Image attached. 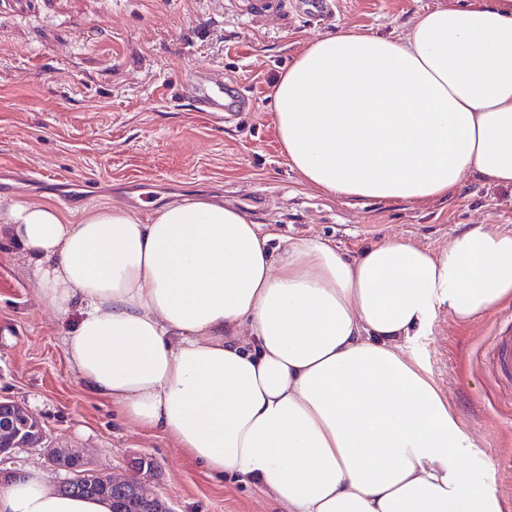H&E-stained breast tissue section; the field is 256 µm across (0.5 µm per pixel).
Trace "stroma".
<instances>
[{
    "label": "stroma",
    "instance_id": "obj_1",
    "mask_svg": "<svg viewBox=\"0 0 512 512\" xmlns=\"http://www.w3.org/2000/svg\"><path fill=\"white\" fill-rule=\"evenodd\" d=\"M458 0H337L316 23L290 0L261 11L246 0H0V183L12 196L56 203L29 170L89 186L85 205L118 204L145 218L172 196L215 198L346 254L387 238L433 250L461 227L512 228V190L469 180L448 199L378 203L332 198L292 169L273 122V86L300 48L356 30L395 35L425 7ZM242 83L253 109L219 123L177 89L206 71ZM262 204L251 202L252 195ZM32 265L0 235V396L37 415L46 445L82 451L93 471L120 477L136 457L173 512H279L258 489L221 479L166 437L125 422L70 370L63 338L75 321L46 309ZM512 321V302L461 323L439 312L415 349L477 446L469 459L512 512V384L484 354Z\"/></svg>",
    "mask_w": 512,
    "mask_h": 512
}]
</instances>
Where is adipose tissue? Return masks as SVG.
Returning <instances> with one entry per match:
<instances>
[{"instance_id":"obj_1","label":"adipose tissue","mask_w":512,"mask_h":512,"mask_svg":"<svg viewBox=\"0 0 512 512\" xmlns=\"http://www.w3.org/2000/svg\"><path fill=\"white\" fill-rule=\"evenodd\" d=\"M289 164L351 200L512 188V0L419 11L400 35L310 40L273 89ZM0 230L38 294L75 315L64 353L94 395L282 512H503L466 460L475 438L411 352L438 311L512 299V230L470 225L429 251L388 238L354 255L223 203L178 197L148 221L24 198ZM0 512H112L36 469Z\"/></svg>"}]
</instances>
